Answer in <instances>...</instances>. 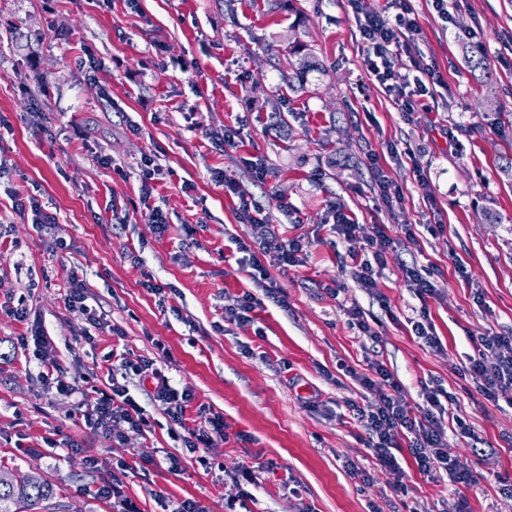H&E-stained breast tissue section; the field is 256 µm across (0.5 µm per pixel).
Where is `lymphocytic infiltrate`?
<instances>
[{"mask_svg":"<svg viewBox=\"0 0 512 512\" xmlns=\"http://www.w3.org/2000/svg\"><path fill=\"white\" fill-rule=\"evenodd\" d=\"M360 39L363 43L364 64L392 102L404 112L414 111L430 93L432 85L442 77L421 52L413 51L414 37L419 32L408 0H387L379 12L363 11L360 0H348ZM141 216L150 224L155 235L164 236L170 224L166 212L151 201L152 185L163 180L166 168L152 155L142 156ZM238 215L241 223L250 227L248 236L236 239V250L246 256L249 276L262 287L268 298L281 300L263 257H272L279 266H299L304 260L302 237L283 238L271 224L259 203L250 196H240ZM112 382L87 402L83 417L88 425L115 441H122L126 430H144L150 424L144 408L129 393L127 382L136 378L151 382L150 397L161 406L169 418L168 434L196 452L210 447L215 439L225 438L224 418L206 405H195L190 389H177L154 359L131 352L109 353L104 357ZM370 375H359L363 387H370L373 376H380L390 389L379 404L361 407L348 402L349 418L362 428L364 442L376 463L394 476L402 471L395 456L401 444H408L420 473L437 481L450 477L456 484L472 483L470 472L457 469L451 457L448 435L458 432L474 438L475 432L458 414L446 413L445 407L456 398L442 385H423L420 396L425 404L419 415H412L402 395V386L382 363L370 362ZM467 373L476 380L484 397L492 402L512 403V336L491 331L479 339L476 352L468 359ZM196 406L197 420L188 424L186 411Z\"/></svg>","mask_w":512,"mask_h":512,"instance_id":"1","label":"lymphocytic infiltrate"}]
</instances>
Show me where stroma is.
Listing matches in <instances>:
<instances>
[{"label": "stroma", "instance_id": "stroma-1", "mask_svg": "<svg viewBox=\"0 0 512 512\" xmlns=\"http://www.w3.org/2000/svg\"><path fill=\"white\" fill-rule=\"evenodd\" d=\"M410 6L419 48L444 84L407 114L367 76L347 0H0V158L9 167L0 177V303L25 295L47 332L43 358L75 389L48 388L16 342L25 324L0 317V460L56 484L64 512H114L96 491L120 459L141 512L187 499L226 512L237 470L260 461L274 467L259 476L255 512H512V404L488 401L464 373L481 333L512 335V0H461L448 27L430 0ZM296 40L321 64L301 83ZM470 50L487 59L478 81ZM88 53L102 63L93 77L75 67ZM228 127L240 131L232 146L221 141ZM147 154L171 171L153 185L170 222L161 237L138 213ZM374 154L400 190L394 209L378 197ZM248 158L266 164L265 185L254 183ZM242 192L285 237L305 238L303 265L265 262L287 307L238 261L234 240L250 232L237 218ZM32 196L55 216L50 228L15 210ZM334 204L358 222V243L382 224L393 240L371 288L353 281L348 244L323 228ZM55 239L66 249L51 251ZM407 266L430 274L433 297L409 290ZM74 267L106 327L65 308ZM148 275L170 286L169 311L142 288ZM337 281L346 289L336 295ZM245 291L261 300L254 322L225 323V304ZM352 304L376 339L352 326L343 312ZM423 311L441 349L412 331ZM112 351L157 360L176 387L223 415L229 440L198 456L177 447L162 408L134 380L150 429L120 442L92 429L82 405L108 388L102 357ZM371 358L400 380L410 409L432 381L457 397L482 444L473 449L457 433L448 444L475 483L428 480L405 447L398 480L370 458L344 414L347 401L374 405L387 391L382 379L366 389L345 372L367 373ZM162 451L177 469L142 470ZM202 455L215 470L199 464ZM352 464L366 479L350 475Z\"/></svg>", "mask_w": 512, "mask_h": 512}]
</instances>
